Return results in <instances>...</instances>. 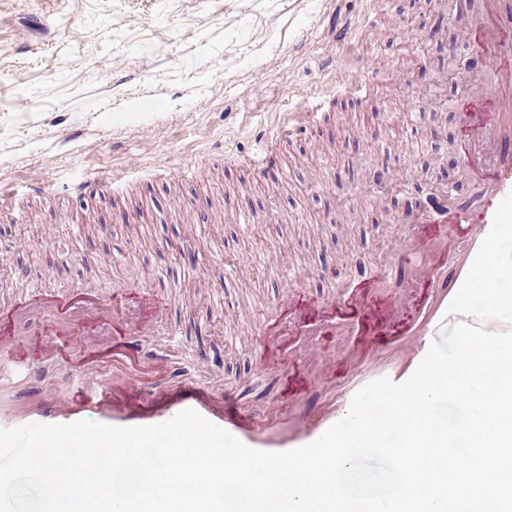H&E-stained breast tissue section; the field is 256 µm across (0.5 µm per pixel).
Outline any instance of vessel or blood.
<instances>
[{"label":"vessel or blood","instance_id":"obj_1","mask_svg":"<svg viewBox=\"0 0 512 512\" xmlns=\"http://www.w3.org/2000/svg\"><path fill=\"white\" fill-rule=\"evenodd\" d=\"M474 60L496 71L494 87L485 95L467 97L456 105L463 116L459 162L465 173L487 186L474 207H449L447 199L416 206L401 221L413 225L394 257L409 284L406 292H386L380 278L345 296L312 302L301 295L286 296L283 317L263 323L256 366L279 368L278 400L252 411L236 393L206 391L194 384L161 385L171 361L143 350L134 321L151 322L164 311L161 298L145 288H124L115 296L85 303L83 309L35 293L0 308V346L16 354L14 378L37 384L40 373L33 359L38 346L49 347L57 336H78L94 322L115 335L126 334L125 352L137 367L123 386L102 378L60 399L38 391L31 409L0 407V429L31 423L98 422L113 427L147 426L167 422L191 408L222 427L247 446L263 451H285L318 439L344 417L353 395L368 383L388 378L408 379L445 330L465 323L490 333L512 329V315L502 313L501 301L470 303L469 283L477 260L488 252L512 223V0H488L471 44ZM370 75L352 70L341 84L342 94L360 100ZM326 105L315 97L308 104L282 108L288 120L263 140L251 163L258 175L277 169L272 142L300 127L317 125ZM116 177L82 178L70 190L75 196L111 189ZM51 311L56 323L50 336L25 337L18 327L33 309ZM348 381L334 404L318 401L329 383Z\"/></svg>","mask_w":512,"mask_h":512}]
</instances>
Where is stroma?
<instances>
[{
    "mask_svg": "<svg viewBox=\"0 0 512 512\" xmlns=\"http://www.w3.org/2000/svg\"><path fill=\"white\" fill-rule=\"evenodd\" d=\"M340 23L358 27L352 52L373 72L358 102L336 94ZM472 40L438 0H0V186L15 196L0 208V305L33 288H149L168 308L144 347L265 406L279 376L255 368L258 333L284 292L316 301L382 269L398 279L412 202L481 197L448 151L455 100L492 85L461 63ZM444 73L451 105L435 109ZM317 95L334 102L321 127L280 146L282 180L261 179L246 158L282 119L268 102ZM172 168L185 178L166 179ZM401 168L407 181L371 193ZM103 170L121 178L111 192L72 198L73 179ZM188 238L201 242L189 262L173 251Z\"/></svg>",
    "mask_w": 512,
    "mask_h": 512,
    "instance_id": "35a3bbf8",
    "label": "stroma"
}]
</instances>
